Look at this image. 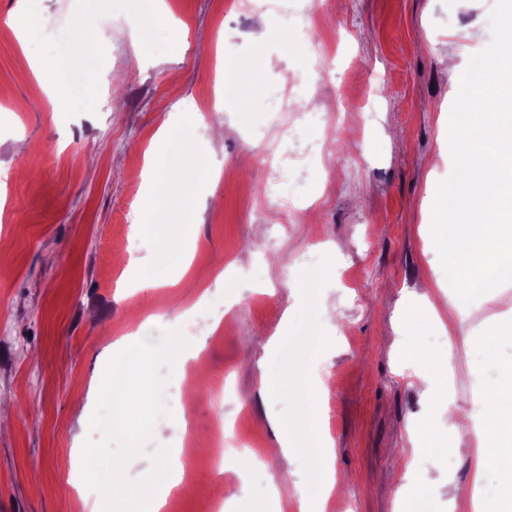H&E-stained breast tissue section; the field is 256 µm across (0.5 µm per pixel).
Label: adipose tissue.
Segmentation results:
<instances>
[{
	"instance_id": "adipose-tissue-1",
	"label": "adipose tissue",
	"mask_w": 512,
	"mask_h": 512,
	"mask_svg": "<svg viewBox=\"0 0 512 512\" xmlns=\"http://www.w3.org/2000/svg\"><path fill=\"white\" fill-rule=\"evenodd\" d=\"M504 80L500 70H492L490 93L471 122L460 135L465 145L469 178L467 194L483 197L488 207L455 225L450 237L437 239V249L448 255V273L471 267L476 256L486 260L481 284L468 285L463 295L445 293L441 305L425 303L423 309L408 313L407 319L416 336L429 328L446 325L449 344L469 346L472 340L469 322L477 304L492 299L497 288L512 283V233H504L495 215L512 210V88L499 93ZM443 423L456 444L466 447L472 465V484L453 487L451 505L468 504L471 512H503L501 499H480L477 486L502 458L512 454L504 436H512V390L497 386L484 391L478 406L468 415H460L455 399H448L441 409ZM312 441L321 476L324 495L310 499L300 495L301 512H324V497L336 483L332 465L335 448L326 433L319 406L311 408ZM158 479L140 487L133 499L132 512H162L168 496L181 489L185 470L179 459L158 461Z\"/></svg>"
}]
</instances>
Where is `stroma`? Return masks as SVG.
<instances>
[{
  "label": "stroma",
  "instance_id": "stroma-1",
  "mask_svg": "<svg viewBox=\"0 0 512 512\" xmlns=\"http://www.w3.org/2000/svg\"><path fill=\"white\" fill-rule=\"evenodd\" d=\"M303 2L330 46L321 74L270 0H164L174 27L156 28L149 45L126 29L129 0H40L26 24L96 33L95 65L64 57L79 90L56 112L18 65L52 48L44 38L21 44L17 0H0V402L12 409L0 432V512H84L83 446L102 432L90 426L95 405L76 410L74 396L105 373L113 343L157 315L199 348L174 364L163 391L186 424L168 442L186 485L163 512H207L242 493L253 512L272 502L301 512L296 487L320 496L304 398L315 366L328 381L319 404L343 477L324 512H413L420 493L431 512H448L447 490L420 489L416 473L435 468L469 484L468 457L437 422L443 395H424L415 374L427 357L452 355V394L470 410L505 382L512 345L452 349L436 328L419 343L402 316L421 295L462 287L433 240L469 200L446 208L438 191L466 181L459 132L479 90L472 70L493 60L512 0ZM269 55L280 60L271 70ZM226 59L233 89L212 122L224 132L209 152L223 170L212 183L192 152L205 127L188 106L217 95ZM306 100L322 123L302 121ZM176 116L182 132L158 140ZM323 132L328 147L311 154ZM156 142L164 157H182L166 205L194 210L195 250L170 225L132 220L157 202L143 176ZM275 182L278 202L260 205ZM138 236L153 252L136 248ZM328 291L331 328L321 313ZM201 297L224 306L217 330L183 315ZM285 316L304 345L270 347ZM264 372L291 373L288 393L263 392ZM281 420L301 452L291 465L273 452ZM219 421L256 449L247 479L204 451Z\"/></svg>",
  "mask_w": 512,
  "mask_h": 512
}]
</instances>
